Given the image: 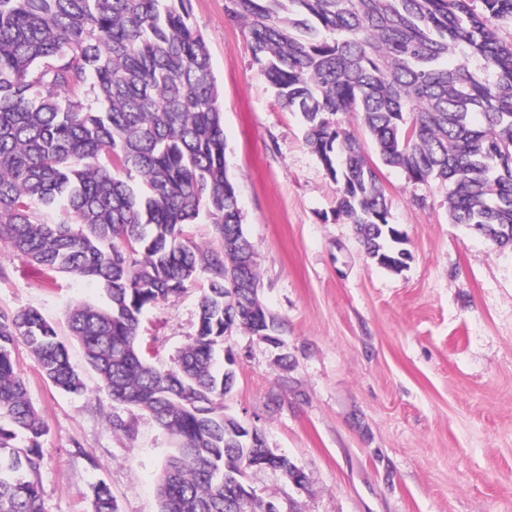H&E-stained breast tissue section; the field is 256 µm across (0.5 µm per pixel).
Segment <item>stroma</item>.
I'll list each match as a JSON object with an SVG mask.
<instances>
[{
	"label": "stroma",
	"instance_id": "35a3bbf8",
	"mask_svg": "<svg viewBox=\"0 0 512 512\" xmlns=\"http://www.w3.org/2000/svg\"><path fill=\"white\" fill-rule=\"evenodd\" d=\"M219 88L229 176L259 267L258 299L279 323L270 344L244 329L229 345L236 384L227 415L257 421L268 448L309 482L251 472L259 497L296 512H512V246L448 220V189L380 166L391 221L412 258L402 272L368 259L336 213L337 185L252 58L224 0H190ZM205 280L144 313L141 342L172 365L194 336ZM106 306L102 285L45 275L0 243V312L37 309L83 372L84 395L46 381L25 346L14 351L48 427L44 512H92L91 487L110 486L118 512H160L158 478L173 449L151 414L98 389L69 335L70 305ZM120 413L133 436L112 433Z\"/></svg>",
	"mask_w": 512,
	"mask_h": 512
}]
</instances>
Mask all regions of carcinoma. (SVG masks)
<instances>
[{
    "label": "carcinoma",
    "instance_id": "carcinoma-1",
    "mask_svg": "<svg viewBox=\"0 0 512 512\" xmlns=\"http://www.w3.org/2000/svg\"><path fill=\"white\" fill-rule=\"evenodd\" d=\"M187 0H0V242L41 270L99 280L108 305L77 304L69 332L113 402L152 414L175 442L159 476L160 512H236L272 454L248 447L224 412L216 366L224 322L272 339L257 298L238 192L227 174L223 113ZM254 61L338 184L337 210L366 255L400 272L411 258L364 141L417 183L448 186V217L502 247L512 237V0H224ZM205 218L218 246L189 226ZM198 278L197 328L155 367L140 316ZM41 375L86 391L55 327L37 310L0 312V512H43L47 427L13 351ZM93 512H117L92 487Z\"/></svg>",
    "mask_w": 512,
    "mask_h": 512
}]
</instances>
